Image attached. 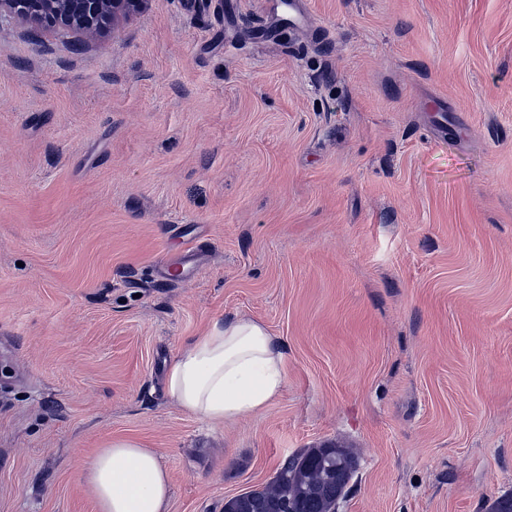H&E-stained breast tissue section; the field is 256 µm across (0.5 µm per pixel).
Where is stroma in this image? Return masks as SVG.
<instances>
[{
  "mask_svg": "<svg viewBox=\"0 0 512 512\" xmlns=\"http://www.w3.org/2000/svg\"><path fill=\"white\" fill-rule=\"evenodd\" d=\"M301 2L0 25V512H97L115 438L169 512L329 444L359 456L337 512L512 493V0ZM237 315L286 387L214 425L165 369Z\"/></svg>",
  "mask_w": 512,
  "mask_h": 512,
  "instance_id": "stroma-1",
  "label": "stroma"
}]
</instances>
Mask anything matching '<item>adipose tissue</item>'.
Segmentation results:
<instances>
[{"label": "adipose tissue", "instance_id": "obj_1", "mask_svg": "<svg viewBox=\"0 0 512 512\" xmlns=\"http://www.w3.org/2000/svg\"><path fill=\"white\" fill-rule=\"evenodd\" d=\"M287 382L281 342L261 323L236 316L214 321L170 361L168 400L221 424L261 412ZM84 482L97 512H169L170 475L155 449L118 438L93 457Z\"/></svg>", "mask_w": 512, "mask_h": 512}]
</instances>
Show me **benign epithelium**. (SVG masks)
I'll return each mask as SVG.
<instances>
[{
  "label": "benign epithelium",
  "mask_w": 512,
  "mask_h": 512,
  "mask_svg": "<svg viewBox=\"0 0 512 512\" xmlns=\"http://www.w3.org/2000/svg\"><path fill=\"white\" fill-rule=\"evenodd\" d=\"M144 0H0V24L15 21L33 29L74 35V46L117 27L139 13Z\"/></svg>",
  "instance_id": "1"
}]
</instances>
